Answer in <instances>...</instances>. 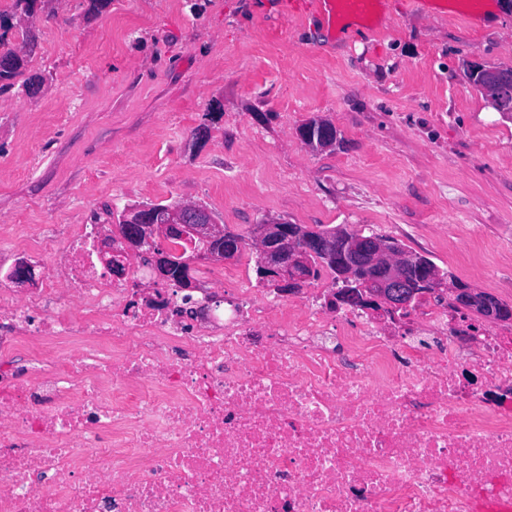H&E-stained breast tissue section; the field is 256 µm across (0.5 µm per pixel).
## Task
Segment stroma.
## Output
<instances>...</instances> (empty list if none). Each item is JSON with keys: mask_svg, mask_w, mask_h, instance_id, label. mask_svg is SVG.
<instances>
[{"mask_svg": "<svg viewBox=\"0 0 512 512\" xmlns=\"http://www.w3.org/2000/svg\"><path fill=\"white\" fill-rule=\"evenodd\" d=\"M446 7L375 0L346 30L284 0H42L24 73L43 82L0 94V240L192 203L245 236L387 235L512 304V120L467 79L512 67V12ZM312 118L339 147L304 144Z\"/></svg>", "mask_w": 512, "mask_h": 512, "instance_id": "1", "label": "stroma"}]
</instances>
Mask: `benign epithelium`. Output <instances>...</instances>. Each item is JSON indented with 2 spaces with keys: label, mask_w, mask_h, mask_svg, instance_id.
<instances>
[{
  "label": "benign epithelium",
  "mask_w": 512,
  "mask_h": 512,
  "mask_svg": "<svg viewBox=\"0 0 512 512\" xmlns=\"http://www.w3.org/2000/svg\"><path fill=\"white\" fill-rule=\"evenodd\" d=\"M470 81L477 83L487 94L492 107L502 113L512 112V68L474 69L470 71ZM123 220L132 223L133 235L126 237L120 226L111 224L104 230V236L121 242L122 248L115 250V263L125 265L128 259L141 254L145 247L160 248L162 254L151 258L154 274L162 278L168 264L161 260L171 259V246L179 243L178 254L194 250L196 243L208 246L210 260L216 262L232 261L240 255V240L225 237L224 225L216 222L208 213L192 204L167 208L161 212L155 222L135 223L131 213ZM251 241L260 256L261 265L266 271L265 279L272 287L286 294H295L304 288L311 279V256L319 252L326 257L336 255V238L323 234L311 239L305 236L301 225H286L281 222L256 224ZM350 249L369 265L385 271L378 280H359L363 300L368 303V311L376 316L391 315L406 307L409 282L405 274L409 255L390 248L375 236L361 233L349 239ZM423 285L436 292L449 291L453 296L468 304L474 310L484 306L483 297L472 288L448 286V280L432 273L427 274Z\"/></svg>",
  "instance_id": "1"
}]
</instances>
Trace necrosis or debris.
I'll return each mask as SVG.
<instances>
[{"instance_id":"obj_1","label":"necrosis or debris","mask_w":512,"mask_h":512,"mask_svg":"<svg viewBox=\"0 0 512 512\" xmlns=\"http://www.w3.org/2000/svg\"><path fill=\"white\" fill-rule=\"evenodd\" d=\"M111 253L94 224L0 249V512L512 504L511 335L433 294L389 330L236 267L186 289Z\"/></svg>"}]
</instances>
